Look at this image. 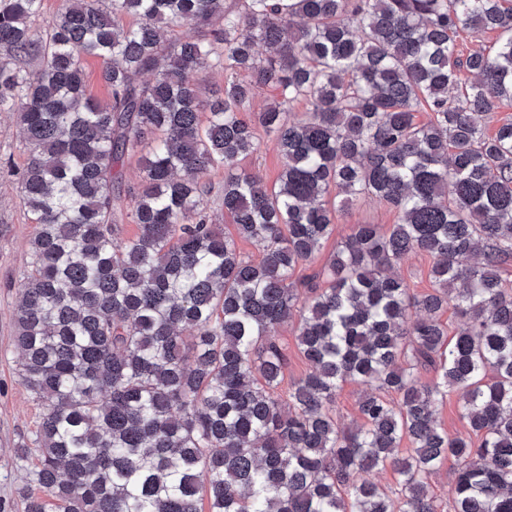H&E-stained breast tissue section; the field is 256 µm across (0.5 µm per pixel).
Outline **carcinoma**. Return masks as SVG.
<instances>
[{
	"label": "carcinoma",
	"instance_id": "cac0c4a2",
	"mask_svg": "<svg viewBox=\"0 0 512 512\" xmlns=\"http://www.w3.org/2000/svg\"><path fill=\"white\" fill-rule=\"evenodd\" d=\"M40 5L0 0V112L17 113L38 225L15 310L44 407L15 451L37 448L26 512H512V120L485 127L512 100V0H67L37 37ZM463 29L498 37L463 57ZM205 69L224 88L204 99ZM148 133L124 238L119 166ZM264 134L283 159L270 189L237 170ZM218 168L235 238L207 211ZM362 197L395 224L356 225L300 293L296 270ZM414 252L435 258L429 294L394 273ZM293 319L311 371L283 397L272 331ZM349 381L369 391L344 429ZM455 393L450 436L436 405ZM386 468L395 490L370 478ZM84 65L88 94L101 101L108 100L109 89L102 79L103 62L95 58H88ZM363 386L354 383H344L336 392L335 412L339 422L349 427L359 420L358 402Z\"/></svg>",
	"mask_w": 512,
	"mask_h": 512
}]
</instances>
